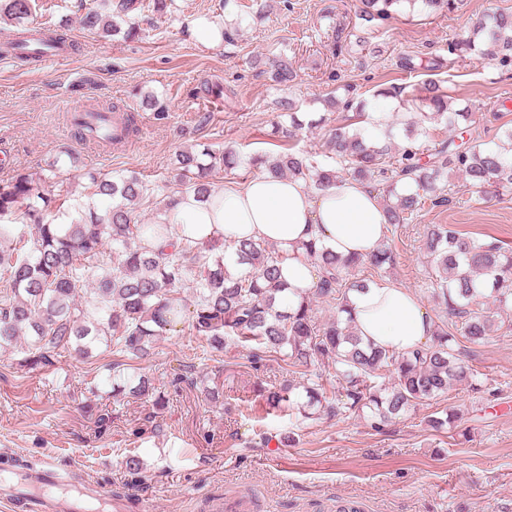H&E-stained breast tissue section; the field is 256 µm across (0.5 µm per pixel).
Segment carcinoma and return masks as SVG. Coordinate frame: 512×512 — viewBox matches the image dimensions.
Here are the masks:
<instances>
[{
    "instance_id": "1",
    "label": "carcinoma",
    "mask_w": 512,
    "mask_h": 512,
    "mask_svg": "<svg viewBox=\"0 0 512 512\" xmlns=\"http://www.w3.org/2000/svg\"><path fill=\"white\" fill-rule=\"evenodd\" d=\"M140 2L100 0L84 8L79 24L101 38L120 32L133 38L138 35L135 26L123 30L118 20L140 8ZM405 4H418L431 14L452 13L464 7V0H360L354 28L367 35ZM1 22L13 26L3 52L21 64L40 61L37 48L76 49L66 24L34 32L32 0H0ZM475 53L512 69V11L482 18L448 43L450 56L465 58ZM267 73L278 85L296 78L286 55L276 57ZM344 92V97L326 100L329 107L341 111L328 130V161L287 148L298 123L296 101L285 97L279 108L288 113L291 125L276 124V133L286 149L248 159L232 148L219 153L184 150L178 156L182 189L167 196L164 208L170 209L183 193L209 196L211 177L217 171L245 165L274 177L302 178L316 190L346 174L383 186L387 225L396 232L423 200L435 206L448 202L445 187L450 170L476 187L512 186V127L504 128L499 143L486 149L471 148L450 136L426 150L414 138L418 122L411 121L405 128L407 144L394 152L390 130L369 138L356 126L364 104L350 97V87H344ZM404 93L405 87L394 84L378 90L381 96L402 100L433 124L459 134L471 131L472 113L451 108L448 95L436 82L423 83L410 99H403ZM87 176L96 194L112 198V209L100 215L90 205L80 206L78 217L68 224L52 220L57 195L36 192L32 174L17 171L0 181V274L9 283L0 295V349H16L23 367L44 364L60 349L89 358L99 346L146 362L155 355L159 337L175 327L190 307L188 327L202 341L196 356L210 361L213 353L232 342L247 349L256 364L268 352H282L291 367L304 369L303 392H297L293 381H283L279 389L267 391L265 413L314 419L322 413L337 417L367 409L372 427L379 430L409 407L447 395L467 375L458 357V338L479 343L492 331L494 321L479 310L484 300H493L505 317L512 316V250L495 240L467 236L449 224H429L426 248L446 317L435 325L431 344L405 353L390 352L363 341L347 308L349 290L362 283L360 279L349 283L347 276L393 266L396 255L389 243L368 256L341 257L309 240L302 245V253L316 265L318 280L296 305L280 308L277 294L288 290V285L281 279L282 260L272 256L269 243L231 241L229 249L218 253L189 239L155 247L154 240L178 237L180 225L135 223L134 205L148 196L146 182L136 174L113 179L89 171ZM12 216L21 217L22 223H8ZM108 243L115 257L106 264L100 257ZM229 255L235 257L232 270ZM186 280L193 288L189 304L178 292ZM80 282L91 285L98 298L95 304L84 305L76 299ZM315 298L335 305L336 318L318 323L312 307ZM317 358L335 368L344 381L341 390L327 393L322 374L309 371ZM388 377L393 378L391 386L378 383ZM112 387L118 394L152 395L155 404L164 403L151 380L143 376L130 387L122 374H115Z\"/></svg>"
}]
</instances>
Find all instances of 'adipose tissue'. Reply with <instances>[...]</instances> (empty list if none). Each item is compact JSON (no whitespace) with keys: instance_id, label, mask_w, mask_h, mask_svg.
Masks as SVG:
<instances>
[{"instance_id":"1","label":"adipose tissue","mask_w":512,"mask_h":512,"mask_svg":"<svg viewBox=\"0 0 512 512\" xmlns=\"http://www.w3.org/2000/svg\"><path fill=\"white\" fill-rule=\"evenodd\" d=\"M160 224H180L190 240L216 238L273 243L283 255L281 274L289 289L282 306L295 304L316 281L315 268L300 245L316 240L336 254H370L382 243L387 218L376 191L343 178L316 190L295 178L258 172L238 189L215 192L207 199L192 194L174 209L156 216ZM356 329L365 341L404 353L429 343L434 321L408 289L390 282H372L347 295Z\"/></svg>"}]
</instances>
